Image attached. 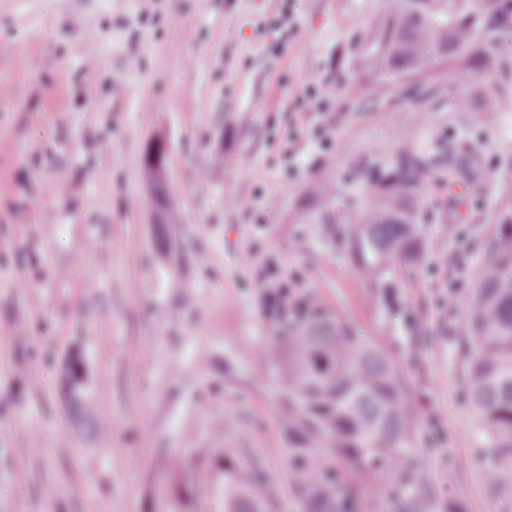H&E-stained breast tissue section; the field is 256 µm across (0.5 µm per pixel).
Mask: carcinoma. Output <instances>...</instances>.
Returning a JSON list of instances; mask_svg holds the SVG:
<instances>
[{
	"mask_svg": "<svg viewBox=\"0 0 512 512\" xmlns=\"http://www.w3.org/2000/svg\"><path fill=\"white\" fill-rule=\"evenodd\" d=\"M380 26L378 67L400 80L449 62L499 66L479 38L512 26V0H427L426 16L407 0H389ZM428 166L402 155L370 173L376 201L353 238L358 268L377 277L412 265L422 252V225L398 198L415 188ZM473 162L448 165V181L472 179ZM491 256L482 267L476 298L462 336L467 353L466 391L497 457H512V209L497 216ZM277 343L263 352L288 387V461L294 472L297 512H363L368 496L359 481L391 467L411 447L412 414L406 385L386 357L313 295L288 309H273ZM332 448L327 464L311 449ZM489 478L512 486V464L494 463ZM224 452V512H274L277 490Z\"/></svg>",
	"mask_w": 512,
	"mask_h": 512,
	"instance_id": "cac0c4a2",
	"label": "carcinoma"
}]
</instances>
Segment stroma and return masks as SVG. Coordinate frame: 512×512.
I'll list each match as a JSON object with an SVG mask.
<instances>
[{
	"label": "stroma",
	"instance_id": "stroma-1",
	"mask_svg": "<svg viewBox=\"0 0 512 512\" xmlns=\"http://www.w3.org/2000/svg\"><path fill=\"white\" fill-rule=\"evenodd\" d=\"M386 0H0V512H213L224 451L293 512L288 406L257 364L286 281L406 378L413 446L373 474L383 512H512L463 388L461 329L512 202V29L498 69L400 82L373 63ZM481 82L478 112L455 100ZM306 99L307 109L293 104ZM170 149L156 246L143 154ZM440 160L411 194L424 253L361 276L368 167ZM474 157L479 183L448 184ZM85 362L67 398L62 367Z\"/></svg>",
	"mask_w": 512,
	"mask_h": 512
}]
</instances>
